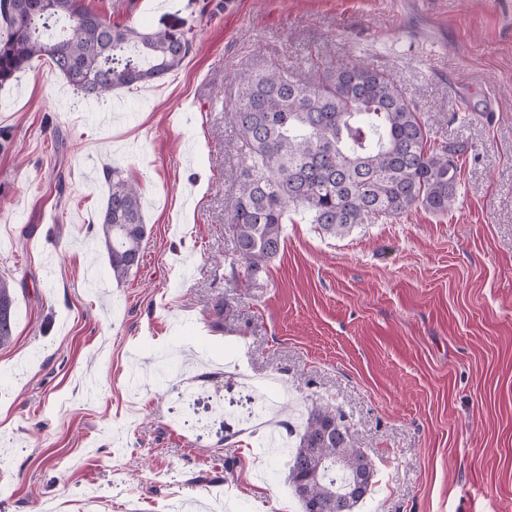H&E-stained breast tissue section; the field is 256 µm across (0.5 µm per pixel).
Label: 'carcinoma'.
Masks as SVG:
<instances>
[{"label":"carcinoma","instance_id":"cac0c4a2","mask_svg":"<svg viewBox=\"0 0 512 512\" xmlns=\"http://www.w3.org/2000/svg\"><path fill=\"white\" fill-rule=\"evenodd\" d=\"M8 33L0 35V86L48 60L85 100L104 101L124 88L163 80L188 55L192 29L140 32L120 27L84 0H0ZM316 81L274 63L238 80L240 167L227 224L233 264L249 281L267 273L285 241L289 213L308 217L324 234L343 236L362 224L397 218L413 208L443 213L456 196L462 143L429 144V128L394 76L362 61L312 62ZM99 213L112 279L139 267L146 224L138 186L106 171ZM13 286L0 278V347L12 342ZM212 326L234 325L231 304H211ZM367 468L362 490L346 488ZM288 482L302 512H354L373 491L375 470L355 447L346 414L330 405L308 414L288 459Z\"/></svg>","mask_w":512,"mask_h":512}]
</instances>
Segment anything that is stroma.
Here are the masks:
<instances>
[{
  "label": "stroma",
  "instance_id": "obj_1",
  "mask_svg": "<svg viewBox=\"0 0 512 512\" xmlns=\"http://www.w3.org/2000/svg\"><path fill=\"white\" fill-rule=\"evenodd\" d=\"M113 24L193 27L163 82L73 111L46 60L0 87V512H301L276 419L349 418L378 483L357 512H512V0H87ZM352 58L394 74L433 138L468 148L448 212L343 236L301 215L266 275L229 259L237 76ZM139 187L142 262L115 282L104 172ZM207 188L198 192L197 173ZM233 330L211 328L215 298ZM193 389L184 406L152 373ZM13 286L6 278H0V347H5L12 342L14 304ZM241 382L244 385L254 389L259 396L255 416L246 423V425L249 427H253L261 423L264 419L273 413L275 402L271 401L267 397V395L263 392L262 387L256 383V381L248 372H243L241 374Z\"/></svg>",
  "mask_w": 512,
  "mask_h": 512
}]
</instances>
